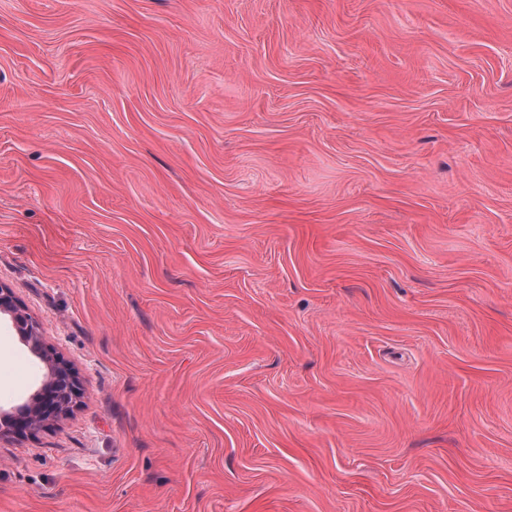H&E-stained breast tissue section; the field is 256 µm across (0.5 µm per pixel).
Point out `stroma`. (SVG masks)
Returning a JSON list of instances; mask_svg holds the SVG:
<instances>
[{
  "label": "stroma",
  "instance_id": "35a3bbf8",
  "mask_svg": "<svg viewBox=\"0 0 512 512\" xmlns=\"http://www.w3.org/2000/svg\"><path fill=\"white\" fill-rule=\"evenodd\" d=\"M0 284V512H512V0H0ZM0 315H7L22 340L45 364L46 379L14 412H0V438L33 434L66 416L77 404L82 388L76 372L43 342L37 323L11 290L0 284Z\"/></svg>",
  "mask_w": 512,
  "mask_h": 512
}]
</instances>
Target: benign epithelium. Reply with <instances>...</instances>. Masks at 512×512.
Instances as JSON below:
<instances>
[{"label": "benign epithelium", "instance_id": "benign-epithelium-1", "mask_svg": "<svg viewBox=\"0 0 512 512\" xmlns=\"http://www.w3.org/2000/svg\"><path fill=\"white\" fill-rule=\"evenodd\" d=\"M0 315H7L22 340L45 364L46 379L13 412H0V438L33 434L66 416L77 404L82 388L76 372L43 342L37 323L11 290L0 284Z\"/></svg>", "mask_w": 512, "mask_h": 512}]
</instances>
